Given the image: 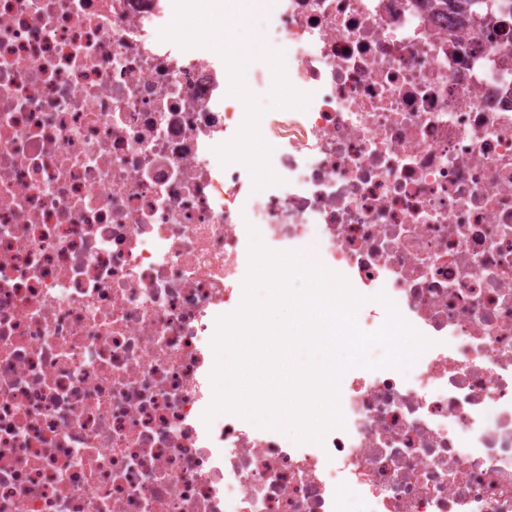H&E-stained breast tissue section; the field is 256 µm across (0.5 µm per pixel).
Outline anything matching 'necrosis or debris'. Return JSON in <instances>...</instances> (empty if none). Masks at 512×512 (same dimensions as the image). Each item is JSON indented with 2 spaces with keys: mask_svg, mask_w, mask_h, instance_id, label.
<instances>
[{
  "mask_svg": "<svg viewBox=\"0 0 512 512\" xmlns=\"http://www.w3.org/2000/svg\"><path fill=\"white\" fill-rule=\"evenodd\" d=\"M264 113L197 0H0V512H512V69L416 0H269ZM430 340L296 441L210 414L251 228Z\"/></svg>",
  "mask_w": 512,
  "mask_h": 512,
  "instance_id": "1",
  "label": "necrosis or debris"
}]
</instances>
